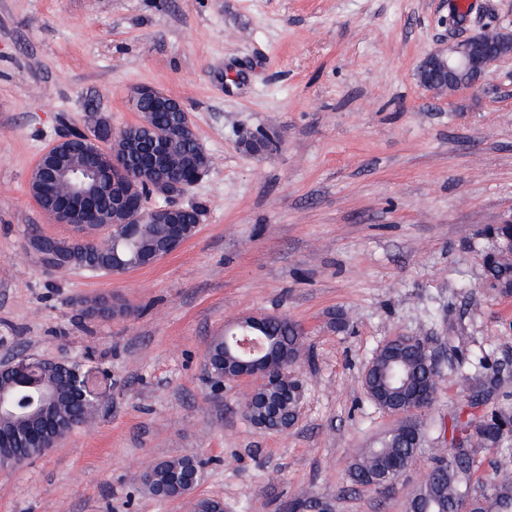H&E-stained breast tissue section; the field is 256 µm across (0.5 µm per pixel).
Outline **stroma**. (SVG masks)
Returning a JSON list of instances; mask_svg holds the SVG:
<instances>
[{"mask_svg": "<svg viewBox=\"0 0 512 512\" xmlns=\"http://www.w3.org/2000/svg\"><path fill=\"white\" fill-rule=\"evenodd\" d=\"M470 2L456 20L451 0H0V357L65 359L104 394L89 425L0 470V512H192L137 478L186 454L208 458L198 492L224 512H405L465 396L491 379L487 408L512 410V292L481 280L488 229L512 217V57L479 94L416 76L451 40L512 31V0ZM141 87L181 101L209 154L184 198L201 224L125 274L44 266L28 231L68 228L32 199L34 163L59 122H136ZM257 134L275 146L246 151ZM98 298L118 314L88 316ZM250 315L301 330L282 432L247 418L253 382L205 375L211 339ZM397 336L430 342L435 399L405 475L357 486L350 464L400 423L362 382Z\"/></svg>", "mask_w": 512, "mask_h": 512, "instance_id": "1", "label": "stroma"}]
</instances>
